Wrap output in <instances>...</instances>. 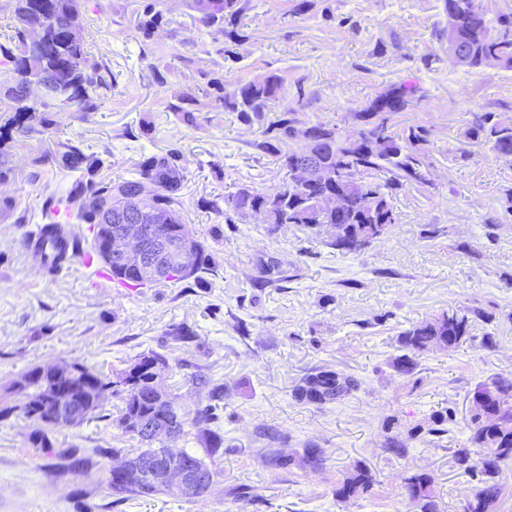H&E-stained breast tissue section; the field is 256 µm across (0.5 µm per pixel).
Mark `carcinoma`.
Listing matches in <instances>:
<instances>
[{
  "mask_svg": "<svg viewBox=\"0 0 512 512\" xmlns=\"http://www.w3.org/2000/svg\"><path fill=\"white\" fill-rule=\"evenodd\" d=\"M10 2L21 47L15 52L0 44V55L11 71L10 80L0 86V105L17 114L16 131L25 137L50 126L47 108L52 105L59 109L75 105L87 108L91 93L99 87V82L81 40L72 36L73 27L82 26L81 0ZM247 4L248 0H208L207 8L203 10L200 0H188V7L199 14L203 25L216 28L234 44L249 39L235 27ZM443 6L456 19L450 37L468 50L462 66L512 71V12L491 20L478 0H443ZM160 17L155 4H147L139 16V26L149 35L158 27ZM36 81L42 89L40 100L31 98V86ZM282 98L283 78L267 73L224 95V110L239 112L249 122L260 121L264 113L271 111ZM422 98L419 86L394 83L355 113L363 128L349 133L323 123L302 127L296 111L290 107L284 109L274 128L277 138L301 139L307 144L297 150L278 153L280 166L287 175L280 185L273 189L240 186L224 197V213H231L245 222L251 211L263 209L269 224H300L311 231L319 224H346L355 231L362 224L391 226L396 223L393 192L407 185H428L423 131L411 127L398 133L393 124L395 114L413 107ZM464 139L483 142L490 146L497 158L512 163L511 117L504 118L496 112H474ZM308 149L313 153L316 166L330 170L333 177L317 183L297 181L295 171L300 168L303 154ZM55 159L64 168L86 164L87 178L68 202L77 206L81 221L93 226V244L102 240L103 230L99 225L105 222L106 216L112 217L114 226L126 224L142 207L149 208L159 218L157 223L142 222L147 244H154L160 235L193 234L181 215V201L177 196L181 175L172 158L154 157L142 165L139 177L118 182L95 180L101 160L86 157L75 145L64 146V151ZM375 172L387 174L385 181H373ZM336 194L342 195L347 202V207L340 212L325 205L326 198ZM196 245L195 266L188 271L169 274L164 280L182 282L192 279L197 283L203 280L202 274L210 270V255L202 242L198 241ZM108 270L113 278L124 283L150 284L149 280L115 259ZM470 323L467 313L450 309L431 321L403 330L399 333V343L413 352H423L434 345L457 346L468 335ZM166 368L167 358L151 352L141 357L122 379L127 389L118 426L146 445L139 452L141 457L157 455L161 448L154 446L153 441L170 429L179 433L183 427L177 410L155 395V378ZM81 375L90 378L89 390H83L81 380H76L74 401L85 416L90 417L102 407L107 384L84 367ZM43 380H53L50 368L34 366L17 383L25 390L28 400L26 416L43 425L33 433V443L52 449L53 471L57 476H86L98 467V461L78 448L55 450L49 442L45 427L55 426L57 422L51 416L48 395L40 391ZM194 381L208 388L209 404L195 412L191 423L208 454L221 455L224 453V436L213 430L211 424L217 419L220 403L224 402V383L204 375L196 376ZM352 386V379H342L334 371L321 370L304 377L294 393L300 400L322 404L335 400ZM471 419L470 443L473 448H458L453 454L463 473L477 480L462 512H492L501 493L496 481L500 463L512 459V426H488L478 407L471 408ZM119 481L123 483L125 495H140L139 477L134 470L122 477L109 470V486ZM374 484L370 469L358 465L336 487V496L350 499L364 495ZM404 495L415 512H436L429 474L415 473L407 477Z\"/></svg>",
  "mask_w": 512,
  "mask_h": 512,
  "instance_id": "cac0c4a2",
  "label": "carcinoma"
}]
</instances>
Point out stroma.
Listing matches in <instances>:
<instances>
[{"instance_id":"obj_1","label":"stroma","mask_w":512,"mask_h":512,"mask_svg":"<svg viewBox=\"0 0 512 512\" xmlns=\"http://www.w3.org/2000/svg\"><path fill=\"white\" fill-rule=\"evenodd\" d=\"M145 2L82 0L80 37L103 81L94 110L52 109L49 128L28 137L0 112L11 167L0 181V409L9 412L0 418V512H412L402 492L415 472L432 477L437 512H461L474 481L453 453L470 445L472 392L512 378V164L464 143L463 132L471 113L512 110V72L449 61L435 36L448 25L441 0H249L240 45L202 25L186 0H158L163 24L144 35L136 17ZM270 72L302 125L346 132L360 129L356 112L387 85L423 89L395 122L427 131L430 185L400 190L396 224L365 249L339 251L295 224H229L217 211L238 186L269 189L285 176L276 153L295 143L267 133L277 113L249 123L222 104L224 92ZM183 94L196 125L170 108ZM68 144L102 159L99 176L112 181L174 155L182 215L211 258L202 285H123L78 260L48 269L29 239L83 179V167L54 160ZM451 308L471 318L464 341L414 354V371H399V333ZM181 325L193 341L174 340ZM153 351L167 357L161 384L186 416L207 403L190 375L224 383V453L209 461L217 477L203 496L124 497L105 485V471L141 446L117 425L121 380ZM72 363L111 388L95 418L49 430L50 448L37 447L38 424L23 415L15 383L31 367ZM320 370L355 386L325 404L297 399L295 387ZM55 447L100 455L102 473L57 477ZM308 448L321 450L322 467L268 462ZM358 464L375 486L337 499Z\"/></svg>"}]
</instances>
